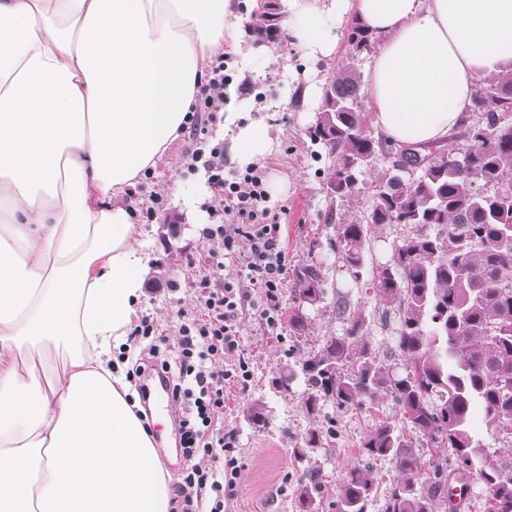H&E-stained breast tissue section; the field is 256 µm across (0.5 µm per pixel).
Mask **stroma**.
Wrapping results in <instances>:
<instances>
[{
    "mask_svg": "<svg viewBox=\"0 0 512 512\" xmlns=\"http://www.w3.org/2000/svg\"><path fill=\"white\" fill-rule=\"evenodd\" d=\"M250 71H240L235 59H228L227 72L232 82L225 88L224 104L240 108L244 120L264 119L278 131V138L267 160L272 168L268 183L272 201L287 204L283 219L282 244L288 254L289 269L313 261L321 264L328 300L317 308L306 309L309 330L297 338L287 321L270 328L260 317H248L241 338V350L250 363L252 377L245 390H231L226 396L225 426L239 433L243 467L237 479V493L229 504L230 512H302L299 500L301 469L291 454L292 448L314 427L334 425L335 436L323 438L319 447L309 449L310 467L321 474L330 492H337L346 470L361 463L360 441L378 416L394 415L391 403H383L379 412L340 410L324 407L321 417L309 416L303 405L304 386L293 382L287 392H278L272 381L283 366L301 361L311 348L323 340L341 335L345 323L331 300L340 295L350 311H359L368 323V336L379 352L393 344L391 330L381 328L375 316L378 308L372 291L354 281L340 254L329 247L340 225L367 222L372 209V183L386 172L390 163L376 156L359 177L355 192L348 197L330 195L326 177L334 163L321 145L312 143L308 129L314 124L317 106L305 95L308 85L323 87L339 62L346 59L349 47L339 40L332 57H305L294 34L282 29L275 43H255ZM188 136H180L158 160L153 174L142 180V190L133 198L135 206L146 203L150 192L166 196L172 211L181 221L168 226L162 220L141 224L140 241L147 255L142 280L153 283L156 273L176 282L177 292H143L138 316L153 317L161 328L175 333L180 311L192 310L195 298L191 282L195 271L187 264L189 256L204 247L202 226L196 213L189 211L172 186L180 181L190 186L195 174L188 168ZM256 402L267 410L266 428H251L246 419L248 408ZM178 424L173 415L162 414L157 423L156 447L167 459L172 484H179L187 466L178 447Z\"/></svg>",
    "mask_w": 512,
    "mask_h": 512,
    "instance_id": "obj_1",
    "label": "stroma"
}]
</instances>
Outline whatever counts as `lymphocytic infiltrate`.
Masks as SVG:
<instances>
[{"instance_id": "f902f5d3", "label": "lymphocytic infiltrate", "mask_w": 512, "mask_h": 512, "mask_svg": "<svg viewBox=\"0 0 512 512\" xmlns=\"http://www.w3.org/2000/svg\"><path fill=\"white\" fill-rule=\"evenodd\" d=\"M224 68L220 56L208 65L189 126L191 161L205 170L210 190L204 204L208 222L201 230L206 248L188 261L199 271L192 283L195 309L181 313L175 336L158 333L156 322L147 317L129 335L147 353L130 376L156 368L167 373L180 410L188 467L171 512H224L225 501L234 496L242 462L239 436L224 426V405L228 389L245 388L251 377L248 362L238 353L244 329L242 287L259 289L257 311L274 328L288 280L281 239V219L288 208L270 207L267 168L254 165L245 173L225 175L224 146L210 141L224 121V86L230 80ZM227 265L235 268V279L213 278V270Z\"/></svg>"}]
</instances>
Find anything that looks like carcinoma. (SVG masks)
<instances>
[{"label":"carcinoma","mask_w":512,"mask_h":512,"mask_svg":"<svg viewBox=\"0 0 512 512\" xmlns=\"http://www.w3.org/2000/svg\"><path fill=\"white\" fill-rule=\"evenodd\" d=\"M281 19L280 0H269L252 19V31L276 42ZM377 43L361 25H351L350 56L325 82L308 130L310 141L334 158L327 185L338 198L351 195L359 175L389 147L370 130L355 66V57ZM466 112L482 115L488 137H473L474 123L465 117L438 147L440 159L418 168L412 181L405 170L419 162L418 154L410 148L393 153L390 169L375 185L369 223L340 225L332 244L358 281L369 225L409 227L391 259L367 280L375 299L386 305L379 322L397 325L389 354L382 357L373 348L362 313L347 312L346 301L338 299L342 334L274 379L284 392L302 379L304 407L314 417L327 404L370 411L387 400L398 409L402 425L379 421L360 443L364 455L387 458L400 473L383 512H454L453 499L464 496L467 485L456 495L450 478L463 477L471 467L486 490L485 512H512V70L485 76ZM461 139L471 142L462 155L454 145ZM293 283L292 297L300 306L326 299L322 270L313 262L295 270ZM288 329L304 336L305 313L291 310ZM394 357L402 367L392 363ZM477 407L499 441L492 451L470 428ZM247 420L256 429L265 427L264 404H253ZM321 438V430H309L292 449L295 458L302 459ZM423 448L429 453L425 473L417 453ZM302 476L304 512H318L323 483ZM375 480L370 465L350 467L330 510L364 512Z\"/></svg>","instance_id":"cac0c4a2"}]
</instances>
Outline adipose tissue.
Masks as SVG:
<instances>
[{
  "label": "adipose tissue",
  "mask_w": 512,
  "mask_h": 512,
  "mask_svg": "<svg viewBox=\"0 0 512 512\" xmlns=\"http://www.w3.org/2000/svg\"><path fill=\"white\" fill-rule=\"evenodd\" d=\"M304 56L378 39L367 103L397 148L447 143L512 64V0H288ZM236 0H0V512H169L170 475L115 353L145 259L126 194L180 136ZM240 164L265 121L224 114Z\"/></svg>",
  "instance_id": "ef3b65f1"
}]
</instances>
